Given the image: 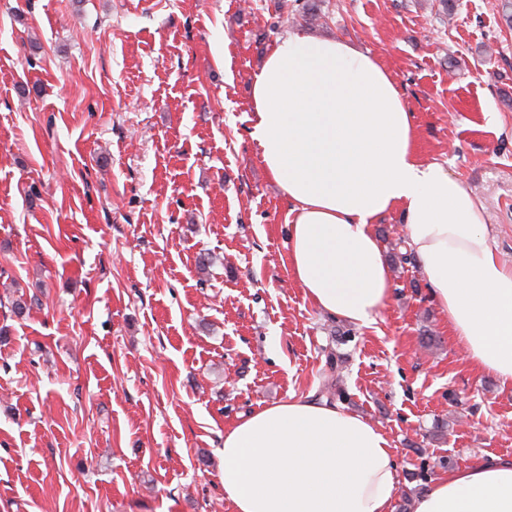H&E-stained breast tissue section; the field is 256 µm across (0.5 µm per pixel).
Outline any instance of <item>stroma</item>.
<instances>
[{"label": "stroma", "instance_id": "obj_1", "mask_svg": "<svg viewBox=\"0 0 512 512\" xmlns=\"http://www.w3.org/2000/svg\"><path fill=\"white\" fill-rule=\"evenodd\" d=\"M502 0H0V512H232L224 431L338 377L391 440L398 494L512 460V388L466 361L401 211L372 231L370 326L288 267V204L251 82L289 31L389 72L420 158L485 206L512 261V29ZM38 305L14 313L18 296Z\"/></svg>", "mask_w": 512, "mask_h": 512}]
</instances>
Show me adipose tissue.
I'll use <instances>...</instances> for the list:
<instances>
[{
    "label": "adipose tissue",
    "mask_w": 512,
    "mask_h": 512,
    "mask_svg": "<svg viewBox=\"0 0 512 512\" xmlns=\"http://www.w3.org/2000/svg\"><path fill=\"white\" fill-rule=\"evenodd\" d=\"M251 137L291 205L288 266L321 312L366 326L393 292L371 231L401 210L408 245L467 361L512 385V264L491 243L484 206L422 162L412 112L378 60L342 39H279L251 83ZM232 512H392L388 436L312 397L264 405L224 432ZM414 512H512V460L448 473Z\"/></svg>",
    "instance_id": "obj_1"
}]
</instances>
